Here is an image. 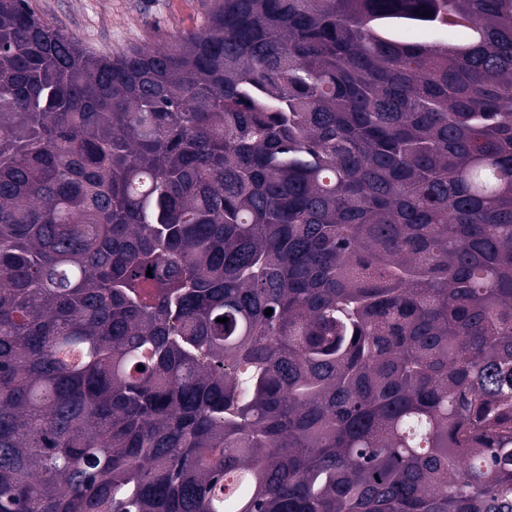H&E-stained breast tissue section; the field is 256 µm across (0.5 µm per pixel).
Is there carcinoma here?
I'll use <instances>...</instances> for the list:
<instances>
[{"instance_id": "cac0c4a2", "label": "carcinoma", "mask_w": 512, "mask_h": 512, "mask_svg": "<svg viewBox=\"0 0 512 512\" xmlns=\"http://www.w3.org/2000/svg\"><path fill=\"white\" fill-rule=\"evenodd\" d=\"M0 512H512V0H0ZM213 0H28L92 53L164 42L203 24Z\"/></svg>"}]
</instances>
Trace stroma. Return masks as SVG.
<instances>
[{
    "label": "stroma",
    "mask_w": 512,
    "mask_h": 512,
    "mask_svg": "<svg viewBox=\"0 0 512 512\" xmlns=\"http://www.w3.org/2000/svg\"><path fill=\"white\" fill-rule=\"evenodd\" d=\"M97 54L164 42L203 24L212 0H28Z\"/></svg>",
    "instance_id": "35a3bbf8"
}]
</instances>
